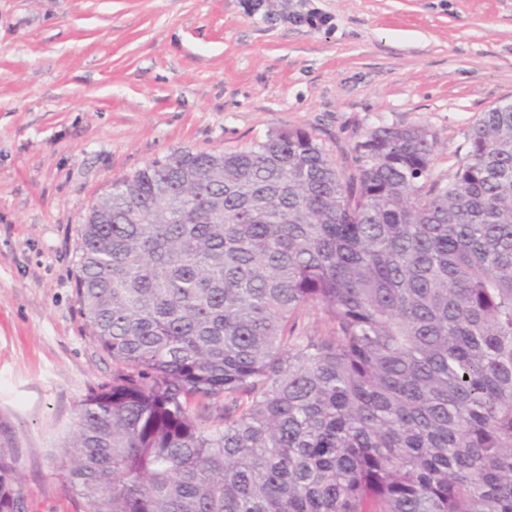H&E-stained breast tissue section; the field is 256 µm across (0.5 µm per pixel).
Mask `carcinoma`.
Masks as SVG:
<instances>
[{"instance_id": "cac0c4a2", "label": "carcinoma", "mask_w": 512, "mask_h": 512, "mask_svg": "<svg viewBox=\"0 0 512 512\" xmlns=\"http://www.w3.org/2000/svg\"><path fill=\"white\" fill-rule=\"evenodd\" d=\"M436 145L282 129L112 181L75 274L112 383L53 456L83 512H512V101L445 183Z\"/></svg>"}]
</instances>
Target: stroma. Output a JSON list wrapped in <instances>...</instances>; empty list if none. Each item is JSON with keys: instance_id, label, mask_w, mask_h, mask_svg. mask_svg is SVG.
<instances>
[{"instance_id": "35a3bbf8", "label": "stroma", "mask_w": 512, "mask_h": 512, "mask_svg": "<svg viewBox=\"0 0 512 512\" xmlns=\"http://www.w3.org/2000/svg\"><path fill=\"white\" fill-rule=\"evenodd\" d=\"M316 9L332 27L296 17ZM512 99V0H0V424L29 512H81L51 454L112 381L75 294L78 227L112 181L170 153L301 128L339 162L428 125L450 174Z\"/></svg>"}]
</instances>
